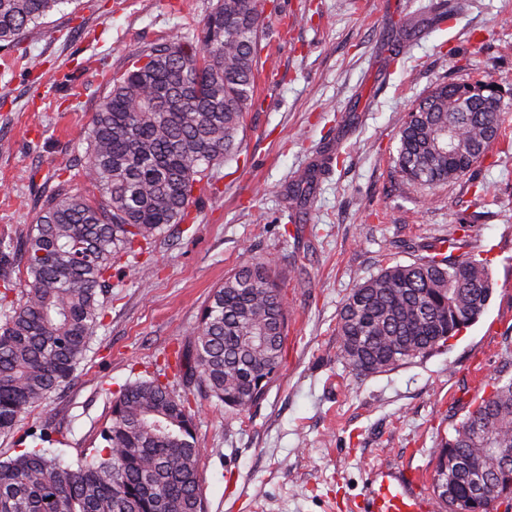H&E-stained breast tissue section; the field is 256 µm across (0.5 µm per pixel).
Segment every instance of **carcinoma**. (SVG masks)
<instances>
[{"label":"carcinoma","mask_w":512,"mask_h":512,"mask_svg":"<svg viewBox=\"0 0 512 512\" xmlns=\"http://www.w3.org/2000/svg\"><path fill=\"white\" fill-rule=\"evenodd\" d=\"M70 0H0V48L14 46ZM264 18L260 0H216L201 28L135 52L85 138L91 198L59 182L18 242L0 237V433L71 379L106 316L104 295L123 257L153 252L189 218L196 195L215 190L253 105ZM458 84L443 83L398 130L395 164L408 182L451 184L498 143L502 110L457 112ZM318 166L292 183L304 204ZM448 251L383 267L351 289L340 313V355L361 376L387 372L447 347L486 311L494 283L468 225ZM22 266V283L9 270ZM288 335L272 263L246 250L216 288L185 353L179 379L239 411L278 378ZM265 378L259 383V378ZM32 438L36 445L26 444ZM102 445L73 462L49 453L50 434L21 435L0 459V512H202V448L195 412L155 375L114 398ZM512 449V377L475 398L437 452L433 486L446 512H475L478 480Z\"/></svg>","instance_id":"1"}]
</instances>
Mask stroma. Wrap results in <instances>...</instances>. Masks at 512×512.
Listing matches in <instances>:
<instances>
[{"mask_svg":"<svg viewBox=\"0 0 512 512\" xmlns=\"http://www.w3.org/2000/svg\"><path fill=\"white\" fill-rule=\"evenodd\" d=\"M213 0H75L0 49V236L25 237L58 173L82 177L85 135L114 72L133 52L196 28ZM266 89L197 220L159 240L135 273L117 275L107 317L69 384L25 415L49 447L75 459L99 445L120 388L166 372L188 348L214 288L243 247L282 282L288 338L282 370L248 410L175 381L196 414L205 512H351L376 469L419 472L431 512L435 450L471 400L512 375V0H263ZM409 37L399 50L397 28ZM39 68L28 69V58ZM492 76L502 97L492 154L454 183L426 191L393 159L410 105L442 82ZM336 161H328V153ZM321 164L310 201L285 189ZM493 194L475 197V184ZM469 208L457 206V199ZM469 227L495 294L444 350L357 375L340 358L350 290L382 265L409 264Z\"/></svg>","mask_w":512,"mask_h":512,"instance_id":"35a3bbf8","label":"stroma"}]
</instances>
